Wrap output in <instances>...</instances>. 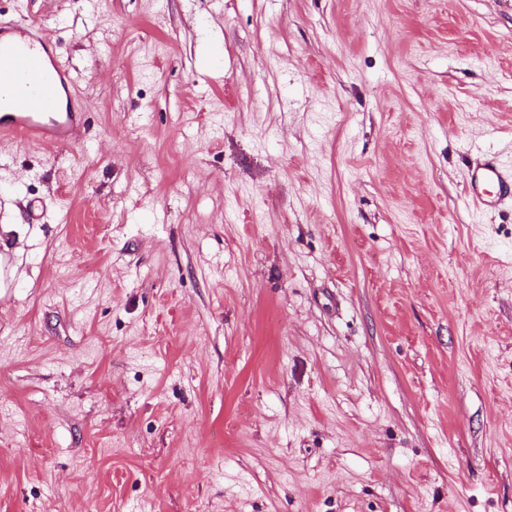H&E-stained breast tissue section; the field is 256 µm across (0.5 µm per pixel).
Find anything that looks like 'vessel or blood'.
<instances>
[{
    "instance_id": "obj_1",
    "label": "vessel or blood",
    "mask_w": 512,
    "mask_h": 512,
    "mask_svg": "<svg viewBox=\"0 0 512 512\" xmlns=\"http://www.w3.org/2000/svg\"><path fill=\"white\" fill-rule=\"evenodd\" d=\"M76 83L39 23L0 21V137L75 144L85 122L75 103ZM468 191L486 210L512 204V163L475 159L468 169Z\"/></svg>"
}]
</instances>
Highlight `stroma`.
<instances>
[{"label": "stroma", "instance_id": "1", "mask_svg": "<svg viewBox=\"0 0 512 512\" xmlns=\"http://www.w3.org/2000/svg\"><path fill=\"white\" fill-rule=\"evenodd\" d=\"M82 142L0 143V512H512V0H0ZM468 191L484 210L512 207V163L493 158H477L468 169Z\"/></svg>", "mask_w": 512, "mask_h": 512}]
</instances>
